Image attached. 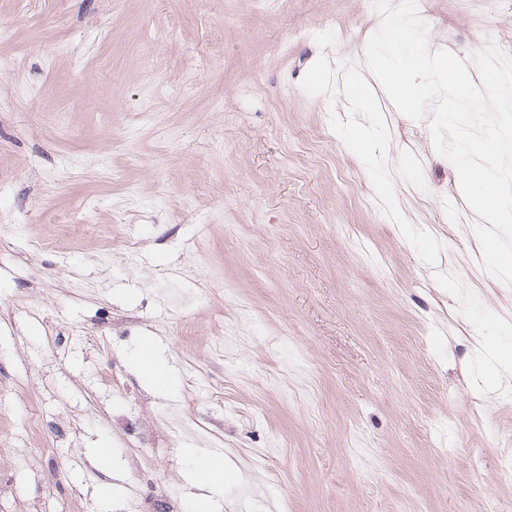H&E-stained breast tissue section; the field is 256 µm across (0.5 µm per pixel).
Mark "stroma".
<instances>
[{
    "mask_svg": "<svg viewBox=\"0 0 512 512\" xmlns=\"http://www.w3.org/2000/svg\"><path fill=\"white\" fill-rule=\"evenodd\" d=\"M420 17L433 51L512 47V0ZM382 20L0 0V512H192L185 474L217 455L210 512H512V285L451 221L429 120L351 100ZM379 119L380 180L350 142ZM139 371L140 373L159 385L164 383L168 372L158 363L154 352H139Z\"/></svg>",
    "mask_w": 512,
    "mask_h": 512,
    "instance_id": "1",
    "label": "stroma"
}]
</instances>
